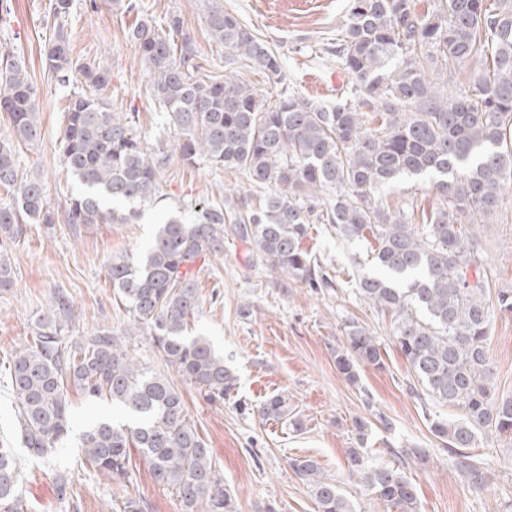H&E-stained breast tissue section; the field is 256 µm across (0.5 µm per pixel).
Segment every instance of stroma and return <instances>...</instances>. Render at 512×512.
Masks as SVG:
<instances>
[{"label": "stroma", "instance_id": "1", "mask_svg": "<svg viewBox=\"0 0 512 512\" xmlns=\"http://www.w3.org/2000/svg\"><path fill=\"white\" fill-rule=\"evenodd\" d=\"M126 2L107 5L102 0L94 6L90 0H73L65 31L75 60L109 71L110 82L97 96L113 111L137 112L136 130L147 148L174 144L179 133L152 95L151 73L126 36L139 18L160 25L168 16L179 17L212 74L232 69L271 101L285 86L307 99L332 102L347 83L325 49L341 34L350 0H220L280 55L282 80L277 84L260 72L227 64L223 46L208 33L204 0H136L139 10L134 14L126 12ZM52 33L49 0H13L11 13L0 21V51L24 60L40 106L41 138L20 147V169L40 179L51 205L61 209L74 188L62 163L61 142L71 90L48 77L43 66V49ZM161 181L165 208L186 219L203 201L221 204L243 194L271 192L235 170L203 162L189 166L176 156L164 167ZM382 199L391 213L411 214L418 224L438 206L440 196L431 178L419 176L387 187ZM155 216V209L148 208L125 224L77 229L64 223L30 224L8 249L14 286L0 290V445L15 453L24 512H117L127 496L142 502L144 512H181L171 491L154 483L139 453L131 454L128 477L119 482L84 464L78 435L90 419L111 415L112 406L90 401L75 386L67 388L73 428L63 448L42 461L24 447L8 386V361L14 350L32 342L34 321L58 288L77 308L64 332L66 340L109 329L139 362L172 380L191 422L211 448L212 462L223 473L238 512H317L309 487L289 465L292 457L307 455L338 482L355 512H397L348 479L347 453L356 445L353 423L358 418L370 424L365 451L380 462L393 463L401 448L427 449L425 464L412 461L404 469L416 488L419 512H512V435L481 437L475 451L489 461L491 477L486 487H473L430 431L433 418H453L457 412L413 393L414 373L394 345L390 313L370 306L350 285L316 291L266 266H250L247 245L231 237L224 240L223 259L195 267L202 304L187 333L209 338L237 378L224 402L205 400L166 363L147 330L116 299L108 278L113 259L147 248L157 228ZM476 240L487 288L512 289V190L491 223L480 225ZM304 246L348 275L357 261L368 258L366 244L336 238L322 224L311 227ZM352 320L372 332L385 361L381 370L360 366L355 384L336 368V351ZM488 350L496 396L512 397L511 315L493 316ZM277 393L304 421V430L295 432L287 423L258 415L259 404ZM380 414L386 423L377 422ZM62 483L67 486L63 494L58 491Z\"/></svg>", "mask_w": 512, "mask_h": 512}]
</instances>
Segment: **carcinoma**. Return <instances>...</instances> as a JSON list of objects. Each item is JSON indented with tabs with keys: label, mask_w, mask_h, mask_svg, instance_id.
<instances>
[{
	"label": "carcinoma",
	"mask_w": 512,
	"mask_h": 512,
	"mask_svg": "<svg viewBox=\"0 0 512 512\" xmlns=\"http://www.w3.org/2000/svg\"><path fill=\"white\" fill-rule=\"evenodd\" d=\"M206 24L233 61L279 82L282 67L270 46L245 27L220 0H207ZM72 0H52L58 21L45 44L44 64L60 84L81 75L84 89L70 96L63 129V164L80 185L63 215L67 224H106L136 218L140 207L164 201L161 172L170 155L149 150L135 132L136 112H113L86 88L102 89L109 72L72 58L63 20ZM152 76V90L182 135L173 145L180 159H205L234 169L275 193L257 204L241 196L229 207L196 204L193 220L174 217L159 226L145 254L111 262L109 277L119 300L146 325L166 362L211 403L236 385L224 358L204 336H188L200 310L195 281L183 271L198 259L224 258V235L247 243L252 257L310 288H338L340 272L304 249L310 225L327 224L345 241L371 244L375 273L357 274L355 294L393 318V341L429 400L460 412L437 417L431 433L455 468L482 488L489 464L472 453L478 437L512 434V398L491 385L488 351L492 313L512 315V289L487 299L475 228L498 211L512 187V0H351L347 21L328 54L348 78V96L328 106L283 92L269 102L234 72L206 73L204 58L179 17L162 27L138 20L129 28ZM482 59L471 83L459 90L457 72ZM12 136L0 139V188L13 193L0 205V248L15 243L22 224L58 221L43 184L19 169L18 147L41 135L36 87L25 64L0 56V112ZM380 117L371 128L370 118ZM428 174L440 207L416 227L379 204L377 196L404 176ZM9 259L0 254V289L13 288ZM76 317L71 298L53 293L35 322L34 343L13 353L9 367L22 443L48 459L72 430L65 383L88 398L112 402L127 417L88 421L80 434L86 464L114 480L128 477L130 449L146 459L156 484L175 491L182 512H236L224 475L190 423L171 380L142 367L106 329L69 343L64 322ZM336 365L359 382L358 367L384 366L372 332L345 325ZM287 399L267 398L259 416L303 422ZM396 466L381 465L362 449L348 452L349 475L376 499L418 512L406 460L427 461L422 448H407ZM311 487L319 512H353L349 498L311 456L290 460ZM0 512H21L19 469L12 449L0 448Z\"/></svg>",
	"instance_id": "obj_1"
}]
</instances>
